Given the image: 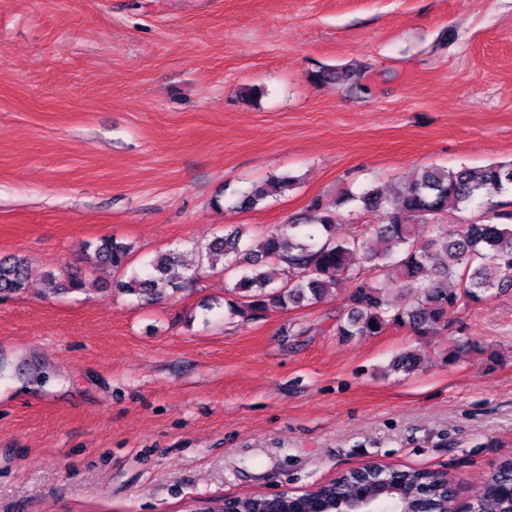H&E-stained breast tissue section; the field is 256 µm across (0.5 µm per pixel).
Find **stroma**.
Listing matches in <instances>:
<instances>
[{
	"mask_svg": "<svg viewBox=\"0 0 512 512\" xmlns=\"http://www.w3.org/2000/svg\"><path fill=\"white\" fill-rule=\"evenodd\" d=\"M511 159L512 0H0V257L34 267L0 301V512H179L375 462L470 505L512 458V294L436 337L342 338L338 297L228 320L225 274L147 301L83 257L113 236L189 264L228 224ZM285 172L296 189L219 208ZM66 269L87 291L44 295ZM406 350L418 369L387 373ZM357 70L353 68L319 67L309 74V79L314 83H351L357 76Z\"/></svg>",
	"mask_w": 512,
	"mask_h": 512,
	"instance_id": "1",
	"label": "stroma"
}]
</instances>
